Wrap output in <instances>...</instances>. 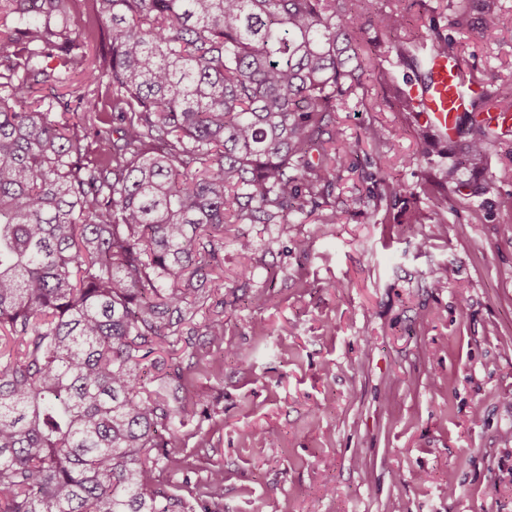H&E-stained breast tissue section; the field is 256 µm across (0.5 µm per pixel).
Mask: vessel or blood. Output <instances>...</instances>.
Listing matches in <instances>:
<instances>
[{"mask_svg":"<svg viewBox=\"0 0 512 512\" xmlns=\"http://www.w3.org/2000/svg\"><path fill=\"white\" fill-rule=\"evenodd\" d=\"M425 68L431 82L423 96L428 114L427 127L436 137L453 141L461 133L459 118L469 105V95L461 87L458 77L464 63L456 57L428 56Z\"/></svg>","mask_w":512,"mask_h":512,"instance_id":"b4317fda","label":"vessel or blood"}]
</instances>
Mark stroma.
Instances as JSON below:
<instances>
[{"instance_id":"stroma-1","label":"stroma","mask_w":512,"mask_h":512,"mask_svg":"<svg viewBox=\"0 0 512 512\" xmlns=\"http://www.w3.org/2000/svg\"><path fill=\"white\" fill-rule=\"evenodd\" d=\"M489 2L493 32L480 0L460 26L452 0L354 10L437 25L492 90L512 84V0ZM360 38L363 84L336 113L355 152L322 201L340 223L225 225L222 344L199 337V357L176 355L179 380L146 381L196 403L172 426L187 465L169 479L193 487L220 464L224 512H512V183L496 178L512 131L478 169L462 162L467 136L428 152L425 125L377 81L418 83L397 35L368 23ZM392 179L412 196L379 200Z\"/></svg>"}]
</instances>
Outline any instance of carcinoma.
Segmentation results:
<instances>
[{"instance_id": "1", "label": "carcinoma", "mask_w": 512, "mask_h": 512, "mask_svg": "<svg viewBox=\"0 0 512 512\" xmlns=\"http://www.w3.org/2000/svg\"><path fill=\"white\" fill-rule=\"evenodd\" d=\"M346 2L0 0V512H224L220 467L164 488L193 404L145 377L166 345L223 341L224 225L338 223L318 198L362 85ZM468 133L478 167L491 136L475 114Z\"/></svg>"}]
</instances>
